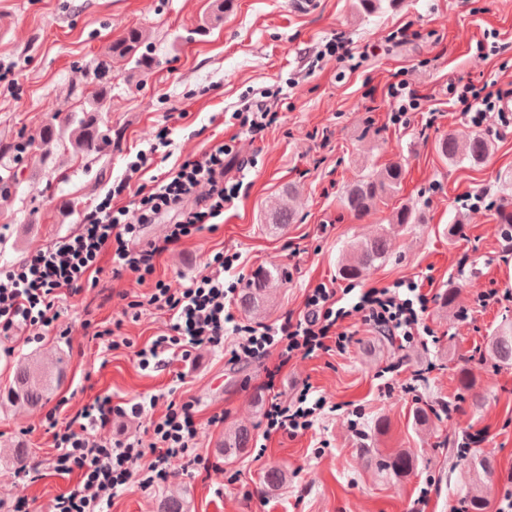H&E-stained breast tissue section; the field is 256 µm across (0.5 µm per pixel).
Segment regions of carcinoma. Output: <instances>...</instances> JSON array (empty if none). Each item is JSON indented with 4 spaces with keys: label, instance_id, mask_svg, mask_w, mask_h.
Returning a JSON list of instances; mask_svg holds the SVG:
<instances>
[{
    "label": "carcinoma",
    "instance_id": "obj_1",
    "mask_svg": "<svg viewBox=\"0 0 512 512\" xmlns=\"http://www.w3.org/2000/svg\"><path fill=\"white\" fill-rule=\"evenodd\" d=\"M397 3L398 0H356V8L363 14L371 15L391 8ZM146 40L144 30L129 29L122 38L112 42L109 46V59L98 63L96 70L105 73L115 60L133 63L137 68L149 67L151 59L139 53ZM108 98L107 88L98 87L80 110L68 113L65 119L57 124L52 123V120L56 119L60 109H52L51 122L44 126L41 134V158L45 161L51 160L61 147L71 149L75 156L81 158L103 154L108 138L101 131V124L103 115L109 109ZM435 149L446 161L466 162L476 167L490 155L492 142L480 134H474L461 141L450 133L436 142ZM404 177L405 169L399 161L390 162L380 169H373L345 188L340 197V204L345 211L360 220L376 210L388 197L397 193ZM268 216L272 226L281 228L294 221L295 213L283 203L270 210ZM421 220V212L410 204L402 205L388 217V223L402 228L419 224ZM389 246V238L384 233L354 242L338 267V276L344 280L361 278L386 259ZM283 279L285 273L277 266L264 267L255 272L239 294L240 308L249 315L260 314L267 306L270 292L279 287ZM478 359L482 362L489 360L497 366L512 363V323L506 322L497 329L485 348L479 351ZM62 378L63 368L60 365L50 366L32 355L18 367L7 390L0 398L11 404L37 410L42 408L48 395L59 386ZM250 441L251 432L245 426L224 433V457L230 459L242 454ZM28 455L29 449L18 443L12 448L0 451V463H19ZM460 463L467 468L469 476L475 482L483 484L492 480V469L479 451L469 450L460 456ZM374 464L393 480L399 481L416 468V458L407 452H398L376 458ZM461 507L462 512H485L487 500L482 495L466 491L461 498ZM159 512H190V505L183 498L166 496L160 503Z\"/></svg>",
    "mask_w": 512,
    "mask_h": 512
}]
</instances>
